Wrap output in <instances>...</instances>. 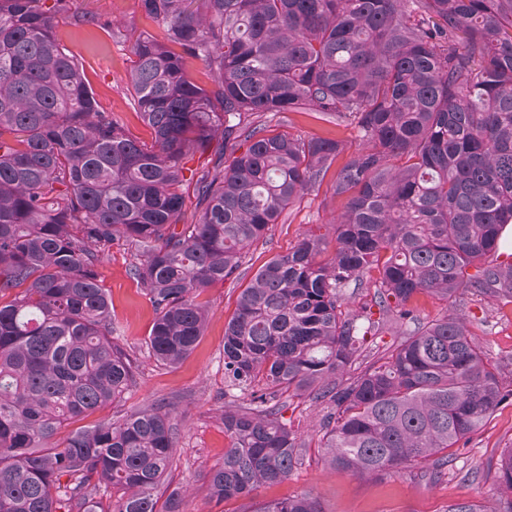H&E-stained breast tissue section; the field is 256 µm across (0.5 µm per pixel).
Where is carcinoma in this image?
<instances>
[{
  "instance_id": "carcinoma-1",
  "label": "carcinoma",
  "mask_w": 512,
  "mask_h": 512,
  "mask_svg": "<svg viewBox=\"0 0 512 512\" xmlns=\"http://www.w3.org/2000/svg\"><path fill=\"white\" fill-rule=\"evenodd\" d=\"M129 37L137 137L96 100L55 36L68 0H0V512H182L154 490L173 465L156 407L53 438L122 398L136 364L112 340L97 267L122 239L154 311L147 346L175 365L203 336L205 288L323 181L344 141L267 124L314 112L365 147L337 171L336 248L306 235L256 272L224 327L229 447L210 474L229 501L302 462L280 400L328 405L321 447L364 478L427 481L512 395L463 319L417 324L418 294L472 288L512 303V0H139ZM199 63L209 87L189 76ZM206 162L193 168L195 157ZM202 215L181 223L184 189ZM476 272L468 273L469 268ZM377 271L372 305L344 289ZM379 318L372 319V308ZM414 329L363 365L388 317ZM512 512V448L490 464ZM255 512H322L308 495Z\"/></svg>"
}]
</instances>
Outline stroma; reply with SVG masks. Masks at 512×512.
I'll return each instance as SVG.
<instances>
[{"mask_svg":"<svg viewBox=\"0 0 512 512\" xmlns=\"http://www.w3.org/2000/svg\"><path fill=\"white\" fill-rule=\"evenodd\" d=\"M70 10L94 14L93 26L76 28L66 15L56 18L55 32L63 46L77 55L96 99L130 124L142 139L150 132L138 119L130 94V53L119 30L144 27L138 0H69ZM111 31H104V24ZM280 124L302 138H341L349 151L361 148L354 126L336 125L316 114L287 112ZM335 171H328L318 190L298 198L271 225L265 238L246 249L239 276L211 285L201 299L207 307L204 333L195 350L180 364H162L149 353L146 339L153 309L130 274L133 261L124 243L112 246L98 266L103 288L112 303L114 336L137 357L140 372L124 397L91 415V422L117 421L148 406H162L176 432L173 467L165 488L180 489L183 512H254L258 504L307 493L317 498L323 512H443L453 502H475L485 512H496L500 494L488 466L507 448H512V397L503 401L490 419L475 432L444 478L431 484L410 471L398 470L383 479L358 478L329 465L319 451L324 404L308 396L290 395L283 409L303 446V460L287 480L265 485L252 497L219 502L209 493V473L224 460L229 440L224 433V326L232 315L239 293L260 266L287 252L307 233L323 234L333 224L342 199L333 197ZM420 323L426 324L453 313L462 316L492 360L502 369L512 389V304L490 295L466 292L460 303L418 295L412 302Z\"/></svg>","mask_w":512,"mask_h":512,"instance_id":"stroma-1","label":"stroma"}]
</instances>
